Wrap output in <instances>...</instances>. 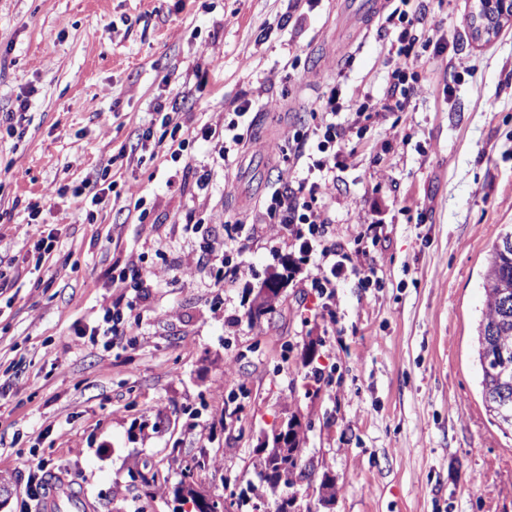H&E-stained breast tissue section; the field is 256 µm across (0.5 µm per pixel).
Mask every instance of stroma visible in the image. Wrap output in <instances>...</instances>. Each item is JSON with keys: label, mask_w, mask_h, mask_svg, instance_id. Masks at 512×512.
I'll list each match as a JSON object with an SVG mask.
<instances>
[{"label": "stroma", "mask_w": 512, "mask_h": 512, "mask_svg": "<svg viewBox=\"0 0 512 512\" xmlns=\"http://www.w3.org/2000/svg\"><path fill=\"white\" fill-rule=\"evenodd\" d=\"M288 2L0 0V116L13 115L0 125V371L11 375L0 512H22L33 453L75 476L95 512H172L180 461L202 453L206 489L221 492L226 476L256 485L254 448L293 417L309 512H512V436L485 411L474 358L488 251L512 228V22L478 43L472 0H421L450 50L421 53L404 111L368 121L330 209L347 244L379 222L369 251L380 287L351 277L327 302L302 261L250 317L292 252L271 254L263 233L240 255L252 277L217 288L218 267L179 269L221 247L225 220L253 214L265 188L303 175L269 153L224 162L198 128L253 98L251 141L284 149L320 111L328 78L346 98L381 96L389 82L379 25L360 32L342 0ZM214 56L220 72L197 80ZM158 97L179 101L191 140L176 163L128 150L143 130L163 134ZM104 171L115 194L77 201ZM188 222L200 232L185 233ZM38 229L55 236L51 261ZM132 256L156 275L126 339L78 337L121 296L112 271ZM156 471L163 480L149 485ZM326 476L336 496L324 503Z\"/></svg>", "instance_id": "1"}]
</instances>
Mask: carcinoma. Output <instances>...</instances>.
<instances>
[{
	"label": "carcinoma",
	"instance_id": "carcinoma-1",
	"mask_svg": "<svg viewBox=\"0 0 512 512\" xmlns=\"http://www.w3.org/2000/svg\"><path fill=\"white\" fill-rule=\"evenodd\" d=\"M486 307L476 327L475 360L482 372L481 397L486 411L503 432H512V305L504 309L502 300L512 299V232L501 234L494 242L484 274ZM286 448H256V464L263 471L278 476V482H266L260 488L249 487L248 493L237 496L235 512H253V503L271 496L278 503L277 512H292L295 495L289 489L305 477L300 437L295 419L287 422ZM208 459L201 454L180 470L173 489L174 501L196 502L207 494L197 482L198 473L206 468Z\"/></svg>",
	"mask_w": 512,
	"mask_h": 512
}]
</instances>
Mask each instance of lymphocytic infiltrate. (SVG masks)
Returning a JSON list of instances; mask_svg holds the SVG:
<instances>
[{
	"instance_id": "f902f5d3",
	"label": "lymphocytic infiltrate",
	"mask_w": 512,
	"mask_h": 512,
	"mask_svg": "<svg viewBox=\"0 0 512 512\" xmlns=\"http://www.w3.org/2000/svg\"><path fill=\"white\" fill-rule=\"evenodd\" d=\"M400 2V7L381 19L382 29L395 34V45L389 50L390 82L383 96L373 102L365 98L345 99L338 88H331L318 122L297 130L293 137L291 161L304 169V177L294 186L275 185L262 200L259 222L240 217L228 222L222 254L224 268L215 280L216 286H223L228 278L236 281L248 276L249 267L237 262L236 256L252 240L261 223L300 254L313 257L311 286L320 296L333 297L337 282L352 275L357 276L360 287L378 284L377 270L368 251L358 248L350 254L330 239L332 221L328 209L336 186V170L350 155L348 145L354 129L370 120L372 113L403 111L412 92L409 72L419 58L414 47L418 32L427 28V17L414 0ZM149 275V270L137 261H130L126 271L118 276L119 283L131 290L127 302L101 305L103 334L110 344L124 340L125 314L138 305L139 286Z\"/></svg>"
}]
</instances>
